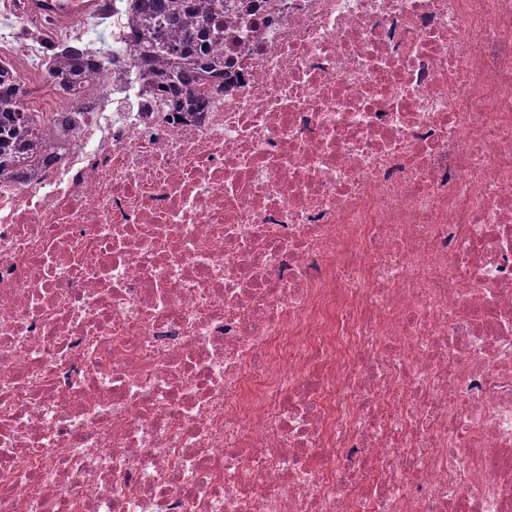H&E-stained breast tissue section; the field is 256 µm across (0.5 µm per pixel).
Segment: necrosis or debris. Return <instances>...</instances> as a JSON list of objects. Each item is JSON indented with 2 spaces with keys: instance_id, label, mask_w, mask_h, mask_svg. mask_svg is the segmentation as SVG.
Here are the masks:
<instances>
[{
  "instance_id": "4bbe7bcc",
  "label": "necrosis or debris",
  "mask_w": 512,
  "mask_h": 512,
  "mask_svg": "<svg viewBox=\"0 0 512 512\" xmlns=\"http://www.w3.org/2000/svg\"><path fill=\"white\" fill-rule=\"evenodd\" d=\"M94 24L0 0V512H512V0H228L196 108ZM47 70L52 74L53 81L63 92L78 91L87 86L111 58L102 60L86 45L61 44L51 41L46 45ZM25 91L15 68L0 63V173L36 166L45 157L43 130L36 115L20 107Z\"/></svg>"
}]
</instances>
